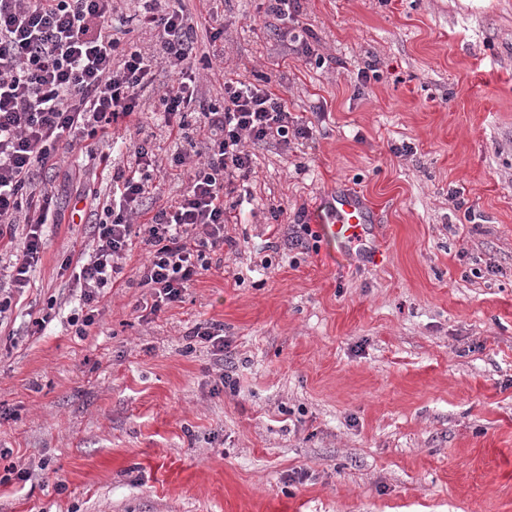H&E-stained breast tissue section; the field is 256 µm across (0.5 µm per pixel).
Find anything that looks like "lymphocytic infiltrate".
I'll return each mask as SVG.
<instances>
[{
  "instance_id": "1",
  "label": "lymphocytic infiltrate",
  "mask_w": 512,
  "mask_h": 512,
  "mask_svg": "<svg viewBox=\"0 0 512 512\" xmlns=\"http://www.w3.org/2000/svg\"><path fill=\"white\" fill-rule=\"evenodd\" d=\"M0 0V244L16 258L0 287V321L31 285L44 250L43 227L59 221L37 169H52L60 153L87 141L110 142L118 124L139 120L150 108L144 93L161 67L176 76L160 99L173 138L169 164L189 171L170 201L146 208L160 168L151 140H128L127 162L112 169V199L87 188L79 202L102 206L93 225L92 252L77 260L72 294L78 311L69 323L83 336L99 314L101 290L115 281L135 245L147 257L140 283L150 290V315L182 302L187 288L224 250L228 199L242 194L253 171L246 143L312 140L315 125L299 120L266 75L228 78L220 99L198 94L195 28L184 0ZM156 33L154 48L123 47L111 34L114 19Z\"/></svg>"
}]
</instances>
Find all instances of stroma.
<instances>
[{
  "instance_id": "obj_1",
  "label": "stroma",
  "mask_w": 512,
  "mask_h": 512,
  "mask_svg": "<svg viewBox=\"0 0 512 512\" xmlns=\"http://www.w3.org/2000/svg\"><path fill=\"white\" fill-rule=\"evenodd\" d=\"M300 4L309 57L259 0H186L197 56L226 23L203 96L264 73L327 117L309 146L250 145L253 201L181 303L141 318L137 248L75 336L64 262L95 218L70 211L112 171L77 151L38 173L61 221L0 322V469L48 468L0 512H512V0ZM342 183L379 210L370 258L301 230ZM206 321L223 359L186 339Z\"/></svg>"
}]
</instances>
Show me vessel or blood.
I'll use <instances>...</instances> for the list:
<instances>
[{"label": "vessel or blood", "instance_id": "vessel-or-blood-1", "mask_svg": "<svg viewBox=\"0 0 512 512\" xmlns=\"http://www.w3.org/2000/svg\"><path fill=\"white\" fill-rule=\"evenodd\" d=\"M327 197V209L316 219L326 238L349 246L366 245L376 233V212L368 200L342 186L330 189Z\"/></svg>", "mask_w": 512, "mask_h": 512}]
</instances>
